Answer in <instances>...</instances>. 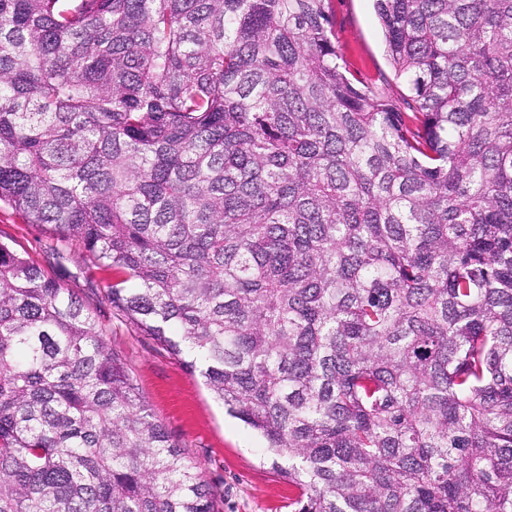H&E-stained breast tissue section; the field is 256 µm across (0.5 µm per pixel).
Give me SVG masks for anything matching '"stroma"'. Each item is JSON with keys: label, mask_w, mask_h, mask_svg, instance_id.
I'll return each mask as SVG.
<instances>
[{"label": "stroma", "mask_w": 512, "mask_h": 512, "mask_svg": "<svg viewBox=\"0 0 512 512\" xmlns=\"http://www.w3.org/2000/svg\"><path fill=\"white\" fill-rule=\"evenodd\" d=\"M333 8L337 47L350 72L401 101L406 89L387 59L373 0H333ZM0 238L72 289L93 312L108 344L123 356L142 403L197 464L214 496L215 512H291L298 490L272 469L260 437L225 413L201 375L190 373L112 308L105 296L108 275L81 245L52 255L46 229L26 223L6 205L0 206Z\"/></svg>", "instance_id": "35a3bbf8"}]
</instances>
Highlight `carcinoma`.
Listing matches in <instances>:
<instances>
[{
    "label": "carcinoma",
    "instance_id": "1",
    "mask_svg": "<svg viewBox=\"0 0 512 512\" xmlns=\"http://www.w3.org/2000/svg\"><path fill=\"white\" fill-rule=\"evenodd\" d=\"M0 0V203L112 271L299 489L512 512V0ZM0 512H215L95 316L0 241ZM372 0H333L337 47L347 68L364 84L399 103L407 93L387 59Z\"/></svg>",
    "mask_w": 512,
    "mask_h": 512
}]
</instances>
